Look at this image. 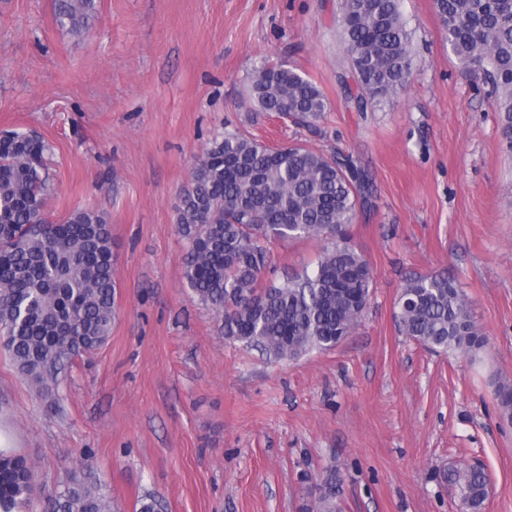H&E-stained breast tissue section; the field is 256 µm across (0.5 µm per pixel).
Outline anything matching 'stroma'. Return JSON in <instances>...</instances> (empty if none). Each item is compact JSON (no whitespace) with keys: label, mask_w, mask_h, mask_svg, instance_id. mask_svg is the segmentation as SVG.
Masks as SVG:
<instances>
[{"label":"stroma","mask_w":512,"mask_h":512,"mask_svg":"<svg viewBox=\"0 0 512 512\" xmlns=\"http://www.w3.org/2000/svg\"><path fill=\"white\" fill-rule=\"evenodd\" d=\"M81 35L54 0H0V133L49 144L48 220L104 211L116 263L107 343L49 391L0 349V435L27 456L41 512L86 464L119 512L154 494L159 512H317L326 470L336 512H460L444 471L481 466L483 512H512V149L496 102L444 41L434 0H403L414 61L406 93L368 112L351 73L339 0H96ZM285 62L327 108L315 129L258 113L249 77ZM240 128L368 172L348 231L374 271L361 325L330 350L276 361L228 338L183 277L181 190L204 150ZM277 278L320 246L273 243ZM464 292L488 343L477 358L401 335L406 277Z\"/></svg>","instance_id":"35a3bbf8"}]
</instances>
